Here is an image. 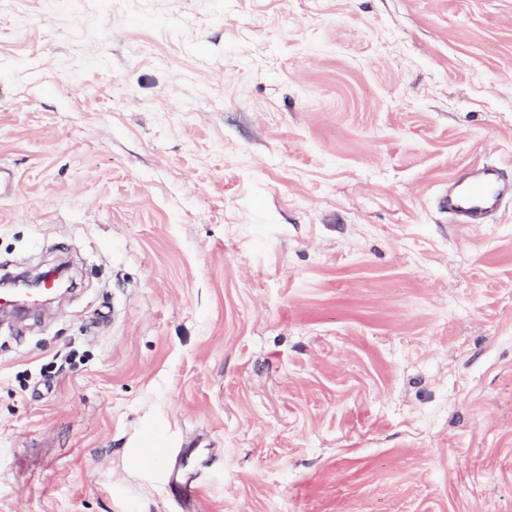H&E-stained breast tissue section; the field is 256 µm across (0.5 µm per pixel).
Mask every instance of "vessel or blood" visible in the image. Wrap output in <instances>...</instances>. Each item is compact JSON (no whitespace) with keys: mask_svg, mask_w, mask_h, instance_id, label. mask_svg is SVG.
Masks as SVG:
<instances>
[{"mask_svg":"<svg viewBox=\"0 0 512 512\" xmlns=\"http://www.w3.org/2000/svg\"><path fill=\"white\" fill-rule=\"evenodd\" d=\"M512 200V180L503 176L493 165L474 164L467 167L462 175L453 177L441 196L439 206L455 224L492 223L505 201ZM54 289H43L40 295L26 299L18 298L10 292H0V307L22 309L35 307L43 299L53 297ZM183 459L191 460L193 470L181 476L175 487L179 497L186 502L200 501L203 487L194 472L206 466L203 456H191L183 452Z\"/></svg>","mask_w":512,"mask_h":512,"instance_id":"obj_1","label":"vessel or blood"}]
</instances>
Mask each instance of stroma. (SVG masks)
<instances>
[{
	"label": "stroma",
	"instance_id": "stroma-1",
	"mask_svg": "<svg viewBox=\"0 0 512 512\" xmlns=\"http://www.w3.org/2000/svg\"><path fill=\"white\" fill-rule=\"evenodd\" d=\"M512 0H0V512H512ZM208 447L201 507L170 489ZM507 200H512V180L496 166L472 164L448 180L439 206L452 224H490ZM57 292L54 288H44L40 295L25 298L20 300L16 295L10 292L2 290L0 292V306L2 309H22L26 307H36L42 303L46 298H51L56 295Z\"/></svg>",
	"mask_w": 512,
	"mask_h": 512
}]
</instances>
